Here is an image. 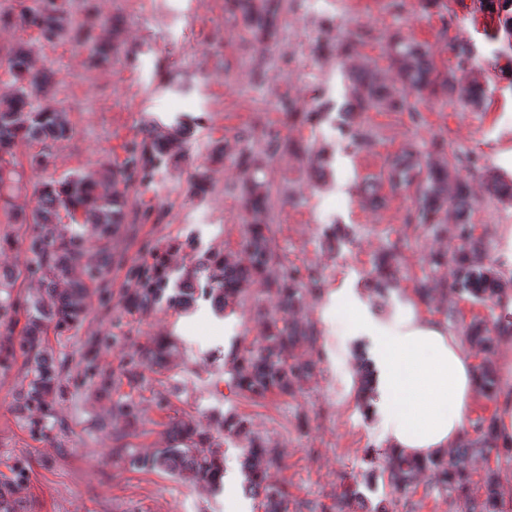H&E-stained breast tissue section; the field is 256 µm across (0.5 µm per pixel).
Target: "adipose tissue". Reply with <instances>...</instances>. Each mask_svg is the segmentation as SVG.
Wrapping results in <instances>:
<instances>
[{
  "mask_svg": "<svg viewBox=\"0 0 512 512\" xmlns=\"http://www.w3.org/2000/svg\"><path fill=\"white\" fill-rule=\"evenodd\" d=\"M329 311L352 318L351 339L373 337L378 411L390 450L426 460L450 455L462 437L477 393L473 354L447 323L425 313L414 299L401 303L392 323L371 315L349 288L331 293ZM503 390L496 405L497 431L512 441V332L502 337Z\"/></svg>",
  "mask_w": 512,
  "mask_h": 512,
  "instance_id": "adipose-tissue-1",
  "label": "adipose tissue"
}]
</instances>
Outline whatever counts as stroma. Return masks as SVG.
I'll list each match as a JSON object with an SVG mask.
<instances>
[{
    "label": "stroma",
    "mask_w": 512,
    "mask_h": 512,
    "mask_svg": "<svg viewBox=\"0 0 512 512\" xmlns=\"http://www.w3.org/2000/svg\"><path fill=\"white\" fill-rule=\"evenodd\" d=\"M61 2L75 26L95 9L101 22L93 38L110 48L107 60L69 35L48 42L21 24L35 0H0V97L15 89L10 54L31 46L34 68L52 76L34 105L65 109L71 124L67 139L16 147L26 180L121 169L153 123L180 124L182 136L149 181L124 183V221L112 236L107 279L87 285L68 326H48L43 348L56 386L36 411L21 402L29 360L20 343L38 287L24 274L32 227L10 223L0 209V235L14 238L0 253V270L20 274L11 290L20 307L0 323V488L12 492L18 512H263L260 497L244 491L247 442L235 434L238 421L279 452L266 482L287 486L288 512H339L346 491L362 493L367 512H465V498L440 492L435 476L403 495L371 459L386 449L382 418L368 413L359 385L342 382L348 363L364 364L368 349H349L345 363L329 359L325 344L345 336L350 322L326 307L331 292L351 288L377 314L368 284L393 250L398 274L389 307L397 309L426 275L431 253L457 252L455 237L414 220L412 190L392 189L387 180L389 159L412 143L468 180L474 234L511 283L500 300L483 302L451 294L445 277L434 281L422 308L462 341L470 324L493 326L512 314V202L485 189L489 175L512 174V51L497 33V13L485 0H275L272 32L256 34L226 0ZM395 37L426 46L441 72L457 65L453 45L474 46L477 59L461 78L482 87L483 99L439 96L412 112H357L343 122L356 67L369 65L395 83ZM305 112L315 120L298 122ZM272 135L284 143L274 154ZM247 149L261 158L267 185L258 220L271 229V250L300 272L306 288L296 318L310 336L294 354L315 368L285 396L253 397L233 380L235 355L263 332L257 309L276 311V299L253 284L216 311L199 266L211 253L241 254L248 174L239 157ZM44 151L47 164H33ZM158 256L169 259L167 290L197 279L188 307L129 304L139 268ZM153 342L169 348L159 366L139 359ZM124 403L133 418L119 414ZM175 422L209 430L224 458L220 491L145 466L170 445ZM469 470V496L483 498L486 479L494 478L499 512H512L511 449L474 454Z\"/></svg>",
    "instance_id": "35a3bbf8"
}]
</instances>
